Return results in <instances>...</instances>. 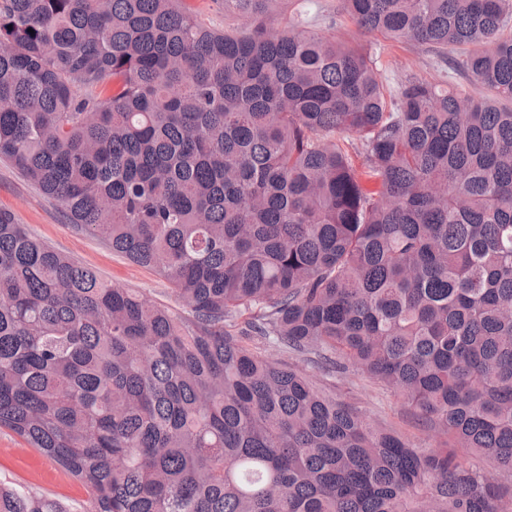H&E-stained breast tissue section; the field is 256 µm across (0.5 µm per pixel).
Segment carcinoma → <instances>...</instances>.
Returning a JSON list of instances; mask_svg holds the SVG:
<instances>
[{"label": "carcinoma", "mask_w": 512, "mask_h": 512, "mask_svg": "<svg viewBox=\"0 0 512 512\" xmlns=\"http://www.w3.org/2000/svg\"><path fill=\"white\" fill-rule=\"evenodd\" d=\"M279 2L224 0L228 32L182 0H0V160L182 308L0 209V428L90 512H512L448 451L512 477V0H343L457 52L479 97L392 89L369 52L268 28ZM270 349L394 389L441 446ZM0 512L66 510L0 485Z\"/></svg>", "instance_id": "cac0c4a2"}]
</instances>
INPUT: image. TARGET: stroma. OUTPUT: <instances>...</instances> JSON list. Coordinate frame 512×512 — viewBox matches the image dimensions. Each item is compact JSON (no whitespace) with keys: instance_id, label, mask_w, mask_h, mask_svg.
I'll list each match as a JSON object with an SVG mask.
<instances>
[{"instance_id":"1","label":"stroma","mask_w":512,"mask_h":512,"mask_svg":"<svg viewBox=\"0 0 512 512\" xmlns=\"http://www.w3.org/2000/svg\"><path fill=\"white\" fill-rule=\"evenodd\" d=\"M293 14L300 15L309 30L357 42L374 52L382 63L388 85H396L412 75L451 85L474 96L479 93L465 77L448 69L441 56L380 35H358L352 21L342 12L340 0H287L268 18L267 24L274 29L282 28ZM0 208L11 211L35 236L94 268L113 285L138 289L152 303L176 307L167 280L112 253L97 238L75 232L60 204L44 197L4 161H0ZM303 370L318 388L334 392L337 399L357 407L379 427L394 431L417 447H436V439L391 388L351 371L335 375L309 364ZM0 483L60 500L69 512H88L90 508V496L80 483L52 459L5 429H0Z\"/></svg>"}]
</instances>
